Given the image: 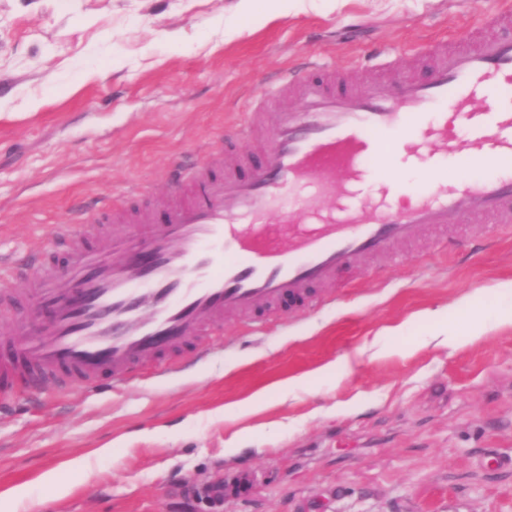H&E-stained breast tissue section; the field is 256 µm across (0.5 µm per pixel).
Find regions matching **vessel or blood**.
Returning a JSON list of instances; mask_svg holds the SVG:
<instances>
[{
  "mask_svg": "<svg viewBox=\"0 0 512 512\" xmlns=\"http://www.w3.org/2000/svg\"><path fill=\"white\" fill-rule=\"evenodd\" d=\"M427 54L424 75L384 87L284 71L270 96L295 104L264 113L258 161L231 153L180 167L171 179L187 192L161 209H118L97 193L93 214H75L0 273V305L25 299L51 318L46 332L21 323L0 340V384L63 395L125 387L143 366L214 335L225 315L258 321L305 302L337 271L393 254L425 226L512 224V38ZM486 91L497 102L476 109ZM382 138L430 169L426 185L406 191L383 176ZM443 156L493 166L451 179ZM367 184L374 194H363ZM298 186L307 195L285 208ZM118 224L133 233L118 235Z\"/></svg>",
  "mask_w": 512,
  "mask_h": 512,
  "instance_id": "obj_1",
  "label": "vessel or blood"
}]
</instances>
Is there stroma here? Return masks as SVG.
Segmentation results:
<instances>
[{
    "label": "stroma",
    "mask_w": 512,
    "mask_h": 512,
    "mask_svg": "<svg viewBox=\"0 0 512 512\" xmlns=\"http://www.w3.org/2000/svg\"><path fill=\"white\" fill-rule=\"evenodd\" d=\"M237 3L0 0V263L97 192L159 204L184 159L257 151L245 119L272 74L313 58L359 82L420 75L423 49L465 43L501 6L304 0L241 18ZM398 253L304 311L225 317L184 365L121 391L12 396L0 494L26 487L41 512H512V326L489 320L512 308V225L452 221ZM438 308L482 337L431 340ZM51 471L62 497L38 482Z\"/></svg>",
    "instance_id": "stroma-1"
}]
</instances>
